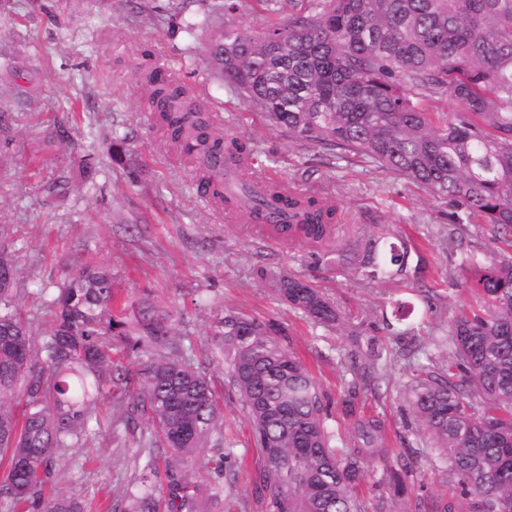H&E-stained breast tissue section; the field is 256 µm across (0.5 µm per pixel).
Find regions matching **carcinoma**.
I'll list each match as a JSON object with an SVG mask.
<instances>
[{"label":"carcinoma","instance_id":"1","mask_svg":"<svg viewBox=\"0 0 512 512\" xmlns=\"http://www.w3.org/2000/svg\"><path fill=\"white\" fill-rule=\"evenodd\" d=\"M279 17L299 0H255ZM209 64L243 102L296 140L402 174L448 202V224L512 228V0H308L301 12L259 31L227 27L207 47ZM146 108L165 141L197 160L198 191L237 207L253 223L292 242L326 249L338 205L271 180L250 191L254 149L212 133L206 102L185 82L137 68ZM450 95L445 119L422 107ZM411 248L362 240L354 269L367 280L410 277ZM463 265L484 300L450 323L446 369L414 375L422 429L440 450L468 512H512V260ZM14 260L0 253V454L7 456L0 501L9 512H81L67 498L46 499L55 453L79 444L98 402L123 385L126 418L155 426L127 512H198L189 466L208 440L223 439L210 382L178 358L175 318L149 299L118 295L112 272L84 265L54 299V321L33 351L28 324L12 303ZM279 296L317 324L340 319L336 305L299 275L279 280ZM212 336L224 350L229 382L256 429L260 467L252 493L268 512H367L353 494L362 462L384 448L378 416L357 418L350 443L332 444L325 395L284 343L274 319L227 310ZM151 355L130 373L112 367V343ZM410 472L380 483L410 494Z\"/></svg>","mask_w":512,"mask_h":512}]
</instances>
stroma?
Segmentation results:
<instances>
[{
  "mask_svg": "<svg viewBox=\"0 0 512 512\" xmlns=\"http://www.w3.org/2000/svg\"><path fill=\"white\" fill-rule=\"evenodd\" d=\"M265 20L255 0L231 16L216 0H0V250L15 260L18 310L40 344L68 272L93 264L111 269L121 295L148 297L175 316L183 355L210 381L224 419L223 448L205 445L193 469L200 512H267L251 493L260 465L254 430L211 330L228 309L276 318L330 398L332 430L347 436L359 416L386 424L389 459L364 463L356 486L369 512H430L457 490L408 384L421 365H447L458 309L483 305L462 250L488 262L510 257L512 233L468 224L449 244L442 200L406 177L292 140L246 107L215 77L206 47L225 26L256 30ZM188 22L194 35L182 31ZM146 55L207 100L216 132L256 143L270 177L332 198L359 234L408 240L422 273L367 282L316 259L313 248L226 223L198 192L193 165L143 110L133 66ZM118 139L125 152L116 159ZM89 157L98 169L91 181L82 173ZM279 272L305 277L335 303L340 323L317 325L289 309L271 279ZM425 290L436 311L425 310ZM397 300L413 308L404 340L381 324ZM126 401L116 387L98 403L82 445L57 454L45 497L74 499L83 512H126L152 428L144 418L127 422ZM388 462L412 469L408 499H392L381 484Z\"/></svg>",
  "mask_w": 512,
  "mask_h": 512,
  "instance_id": "obj_1",
  "label": "stroma"
}]
</instances>
